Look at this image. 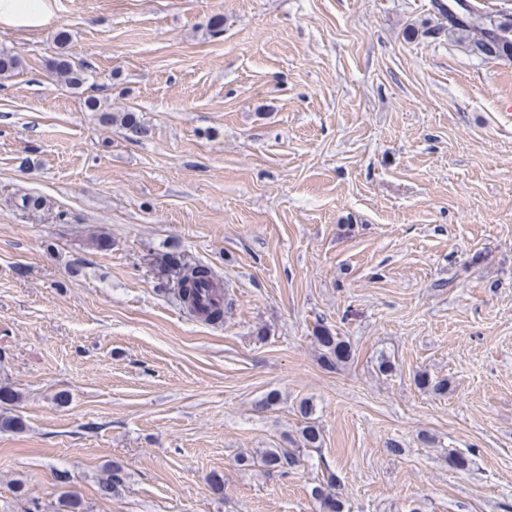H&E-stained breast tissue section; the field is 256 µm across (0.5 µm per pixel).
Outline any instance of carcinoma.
<instances>
[{"instance_id": "1", "label": "carcinoma", "mask_w": 512, "mask_h": 512, "mask_svg": "<svg viewBox=\"0 0 512 512\" xmlns=\"http://www.w3.org/2000/svg\"><path fill=\"white\" fill-rule=\"evenodd\" d=\"M471 9L462 14L448 9L443 0H437L435 7L448 20V31L455 33L474 32V35L464 43L465 49L482 58H512V15L508 8L491 14L483 11L480 0H470ZM60 48L63 49L53 63V73L66 84L78 88L85 83L83 65L75 61L71 54L66 52L68 38L65 33L58 36ZM214 278L212 270L202 264L186 267L177 281V295L182 301H187L193 290ZM318 343L325 348L326 363L334 366L346 361L350 357V350L344 341L331 334L322 327L316 331ZM263 464L282 476H286L300 463L299 455L287 448H273L263 452ZM313 495L318 501H331L332 512H344L345 503L341 493V485L334 477H329L325 486H317Z\"/></svg>"}]
</instances>
